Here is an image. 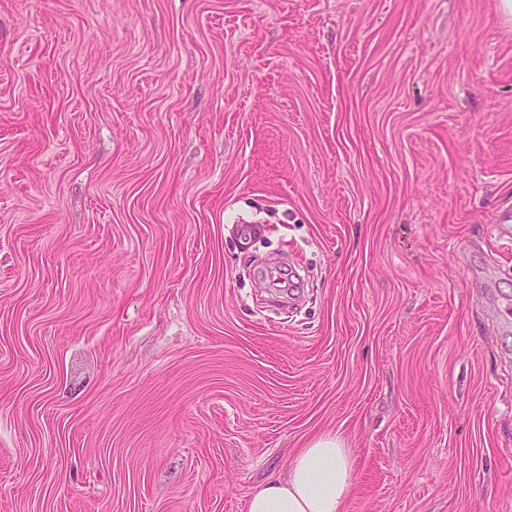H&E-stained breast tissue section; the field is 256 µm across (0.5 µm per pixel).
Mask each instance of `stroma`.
<instances>
[{"mask_svg": "<svg viewBox=\"0 0 512 512\" xmlns=\"http://www.w3.org/2000/svg\"><path fill=\"white\" fill-rule=\"evenodd\" d=\"M509 209L501 0H0V512H512ZM354 486L349 448L322 436L301 448L285 472L256 488L247 512H345Z\"/></svg>", "mask_w": 512, "mask_h": 512, "instance_id": "obj_1", "label": "stroma"}]
</instances>
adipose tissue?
I'll return each instance as SVG.
<instances>
[{
    "label": "adipose tissue",
    "instance_id": "1",
    "mask_svg": "<svg viewBox=\"0 0 512 512\" xmlns=\"http://www.w3.org/2000/svg\"><path fill=\"white\" fill-rule=\"evenodd\" d=\"M354 486L349 449L322 436L300 449L285 472L250 495L247 512H346Z\"/></svg>",
    "mask_w": 512,
    "mask_h": 512
}]
</instances>
